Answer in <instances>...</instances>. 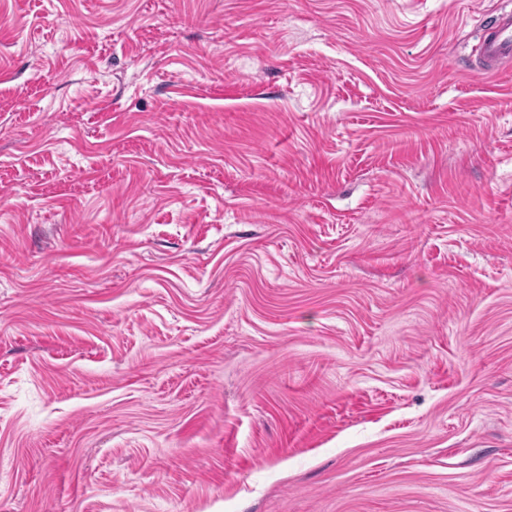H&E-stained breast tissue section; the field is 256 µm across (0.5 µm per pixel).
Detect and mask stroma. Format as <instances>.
Masks as SVG:
<instances>
[{"instance_id":"1","label":"stroma","mask_w":512,"mask_h":512,"mask_svg":"<svg viewBox=\"0 0 512 512\" xmlns=\"http://www.w3.org/2000/svg\"><path fill=\"white\" fill-rule=\"evenodd\" d=\"M512 0H0V512H512ZM479 58L488 66L512 61V14L499 15L486 30L479 47Z\"/></svg>"}]
</instances>
